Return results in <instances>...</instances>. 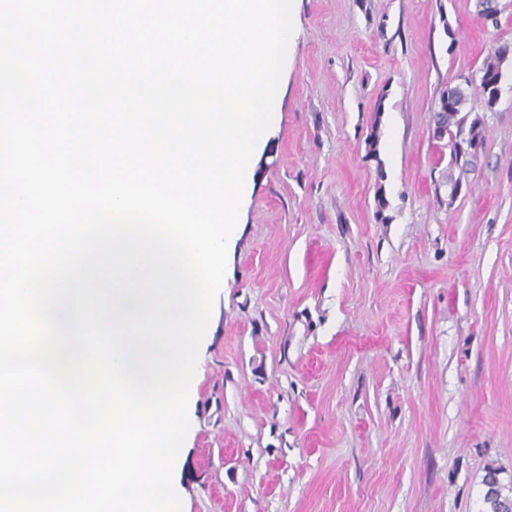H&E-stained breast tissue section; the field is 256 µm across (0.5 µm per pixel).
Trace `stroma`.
Returning <instances> with one entry per match:
<instances>
[{"instance_id":"1","label":"stroma","mask_w":512,"mask_h":512,"mask_svg":"<svg viewBox=\"0 0 512 512\" xmlns=\"http://www.w3.org/2000/svg\"><path fill=\"white\" fill-rule=\"evenodd\" d=\"M477 0H294L202 341L183 512H491L512 488V84L455 202L441 88L512 43ZM376 147H369L370 134Z\"/></svg>"}]
</instances>
